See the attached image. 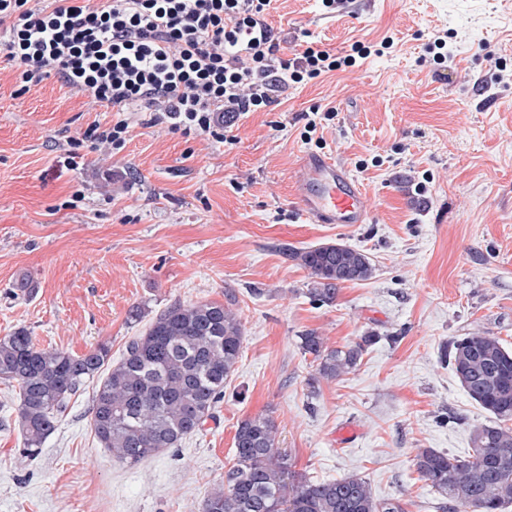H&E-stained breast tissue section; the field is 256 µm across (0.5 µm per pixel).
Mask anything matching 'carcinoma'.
<instances>
[{
  "mask_svg": "<svg viewBox=\"0 0 512 512\" xmlns=\"http://www.w3.org/2000/svg\"><path fill=\"white\" fill-rule=\"evenodd\" d=\"M290 257L310 270L308 294L320 305L335 301L340 284L373 274L370 258L344 245L293 250ZM377 339L371 333L355 345L328 349L314 331L300 336L301 350L317 362L310 387L352 370ZM242 343L241 321L218 302L170 306L116 363L106 343L76 356L37 348L24 329L0 337V378L19 388V454L41 452L57 416L104 368L107 374L93 390L92 428L99 443L129 464L176 448L215 419ZM447 357L492 423L474 429L467 457L424 448L414 466L439 496L465 512H503L512 505V351L478 330L452 341ZM234 448L235 462L224 483L209 492L203 512H403L398 502L376 499L357 475L321 482L293 472L267 416L242 420Z\"/></svg>",
  "mask_w": 512,
  "mask_h": 512,
  "instance_id": "obj_1",
  "label": "carcinoma"
}]
</instances>
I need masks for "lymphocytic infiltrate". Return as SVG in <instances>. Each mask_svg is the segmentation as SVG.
I'll return each mask as SVG.
<instances>
[{"label": "lymphocytic infiltrate", "instance_id": "f902f5d3", "mask_svg": "<svg viewBox=\"0 0 512 512\" xmlns=\"http://www.w3.org/2000/svg\"><path fill=\"white\" fill-rule=\"evenodd\" d=\"M273 0H0V50L18 61L20 89L51 76L121 116L94 123L85 141L123 148L122 113L151 125L226 141L223 116L257 112L288 87L356 67L369 46L339 56L306 48L279 56L267 17Z\"/></svg>", "mask_w": 512, "mask_h": 512}]
</instances>
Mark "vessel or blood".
<instances>
[{
	"label": "vessel or blood",
	"mask_w": 512,
	"mask_h": 512,
	"mask_svg": "<svg viewBox=\"0 0 512 512\" xmlns=\"http://www.w3.org/2000/svg\"><path fill=\"white\" fill-rule=\"evenodd\" d=\"M297 199L302 210L321 224H364L369 218L357 180L344 164L322 155L302 159Z\"/></svg>",
	"instance_id": "vessel-or-blood-1"
}]
</instances>
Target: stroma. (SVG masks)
Wrapping results in <instances>:
<instances>
[{
	"mask_svg": "<svg viewBox=\"0 0 512 512\" xmlns=\"http://www.w3.org/2000/svg\"><path fill=\"white\" fill-rule=\"evenodd\" d=\"M268 22L285 58L394 45L237 116L232 141L134 114L118 150L82 139L111 108L54 76L17 94L19 66L0 52V336L22 328L75 355L104 342L117 361L176 303L220 302L243 325L218 424L134 465L97 441L88 389L41 453L21 457L19 389L0 378V512H201L233 463L238 423L260 414L296 473L356 475L404 512H440L415 455L466 456L490 422L445 354L476 329L512 350V83L482 82L486 55L512 70V0H363L352 13L274 0ZM439 37L441 64L427 52ZM316 108L336 116L309 141ZM306 154L348 166L368 223L302 211L292 175ZM335 242L367 253L374 273L321 306L289 253ZM308 331L331 349L378 340L313 390Z\"/></svg>",
	"mask_w": 512,
	"mask_h": 512,
	"instance_id": "35a3bbf8",
	"label": "stroma"
}]
</instances>
